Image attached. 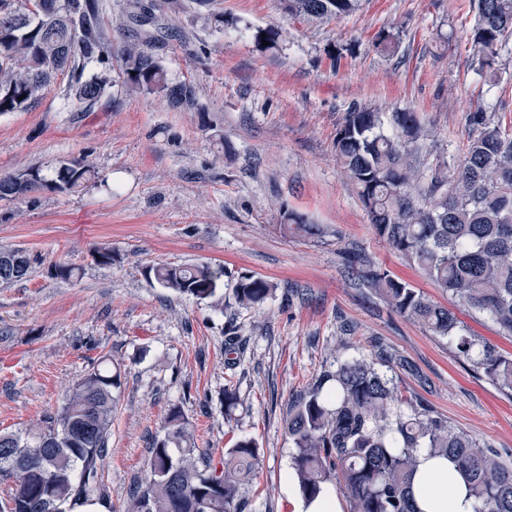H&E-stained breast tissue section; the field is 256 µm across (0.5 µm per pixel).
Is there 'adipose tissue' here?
Masks as SVG:
<instances>
[{"label": "adipose tissue", "mask_w": 512, "mask_h": 512, "mask_svg": "<svg viewBox=\"0 0 512 512\" xmlns=\"http://www.w3.org/2000/svg\"><path fill=\"white\" fill-rule=\"evenodd\" d=\"M411 491L417 512H471L468 485L451 460L420 456Z\"/></svg>", "instance_id": "obj_1"}]
</instances>
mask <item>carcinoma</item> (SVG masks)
<instances>
[{"label":"carcinoma","mask_w":512,"mask_h":512,"mask_svg":"<svg viewBox=\"0 0 512 512\" xmlns=\"http://www.w3.org/2000/svg\"><path fill=\"white\" fill-rule=\"evenodd\" d=\"M0 0V114L28 110L53 79L66 73L74 99L92 108L106 90L85 76L91 63L109 64L112 41L101 27L102 0ZM291 15L339 19L359 9L360 0H282ZM164 3L136 0L141 22L152 21ZM512 34V0H476L469 39L479 53L477 72L490 85L499 80L498 59ZM282 32L258 30L257 44L271 49ZM375 48L395 51L397 40L381 30ZM128 85L157 91L173 107L190 102L193 91L168 81L159 61L131 44L118 48ZM471 129L455 164L437 160L420 170L421 121L414 112L387 114L372 107L347 112L334 142L346 178L356 186L377 237L424 272L455 302L491 317L499 333L512 338V130L481 109L466 116ZM27 180L0 175V199L34 192L63 193L92 176L84 160ZM288 231L314 236L318 228L285 215ZM363 287L392 309L448 341L463 358L501 389L512 392V356L468 336L455 314L422 291L360 254L347 257ZM31 258L23 249L0 250V285L26 279ZM148 275L180 294L215 295L224 267L156 264ZM275 292L262 277L241 275L236 303L261 307ZM370 356L336 357L289 403L286 427L295 452L292 468L302 495L318 497L328 485L345 497L350 512H415L407 488L422 451L451 459L465 476L472 512H512V460L448 424L420 397L397 395V356L383 344ZM121 376L96 367L74 384L58 409L30 428L0 431V485L9 486L0 512H66L71 501L101 491L98 472L108 454L115 391ZM261 463L251 439L237 441L216 458L195 445L179 412H170L163 436L148 448L143 478L127 512H246L245 487Z\"/></svg>","instance_id":"carcinoma-1"}]
</instances>
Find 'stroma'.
Instances as JSON below:
<instances>
[{"instance_id": "obj_1", "label": "stroma", "mask_w": 512, "mask_h": 512, "mask_svg": "<svg viewBox=\"0 0 512 512\" xmlns=\"http://www.w3.org/2000/svg\"><path fill=\"white\" fill-rule=\"evenodd\" d=\"M152 24L107 0L102 27L113 43L139 44L168 79L190 86L192 102L171 107L132 89L123 60L91 65L106 92L85 110L59 75L24 112L0 115V173L49 171L75 159L92 179L70 193L0 200V247L21 248L30 276L0 287V430L29 428L64 401L94 366L121 375L110 452L101 472L106 512H125L130 486L170 410L194 430L197 447L222 455L246 438L261 466L248 486L252 512H292L283 476L294 448L285 429L289 400L337 356L370 354L383 343L403 363L392 376L480 443L512 452V395L449 348L445 339L395 312L363 288L349 251L452 307L472 336L512 355L491 318L452 305L406 257L376 238L356 187L336 159V131L356 106L419 113L430 155L462 154L466 115L497 104L512 122V54L501 81L474 73L471 0H361L346 17L312 21L281 0H180ZM223 13V29L206 11ZM286 33L275 50L256 30ZM397 38L377 51L380 30ZM320 235H283L285 214ZM114 260L99 263V248ZM76 269L71 280L54 266ZM223 266L214 297L159 286L147 267ZM276 284L262 309L239 307L238 275ZM235 393L225 407V392Z\"/></svg>"}]
</instances>
